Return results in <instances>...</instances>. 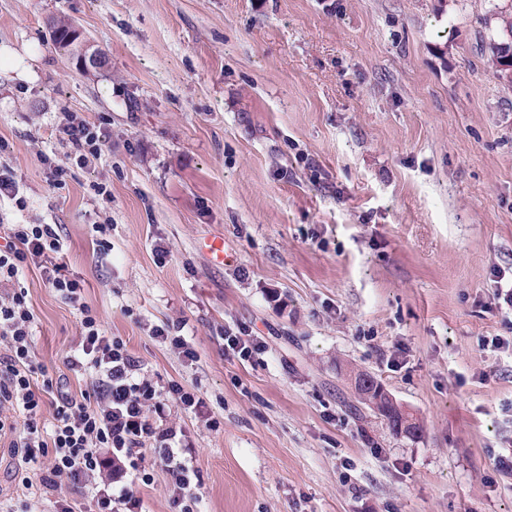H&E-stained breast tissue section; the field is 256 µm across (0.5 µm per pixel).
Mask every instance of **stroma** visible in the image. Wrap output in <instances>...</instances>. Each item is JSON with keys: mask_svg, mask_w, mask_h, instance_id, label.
Returning a JSON list of instances; mask_svg holds the SVG:
<instances>
[{"mask_svg": "<svg viewBox=\"0 0 512 512\" xmlns=\"http://www.w3.org/2000/svg\"><path fill=\"white\" fill-rule=\"evenodd\" d=\"M509 15L512 0H0V48L32 74L0 57V162L26 201L0 200V225H59L106 335L203 398L166 417L194 447L202 512H512V354L481 346L512 336L492 283L512 269ZM60 16L107 69L56 50ZM70 114L108 122L112 147L57 189L38 154L65 158ZM22 283L36 362L88 389L64 364L79 311L36 268ZM180 319L197 361L153 334ZM228 327L261 353H225ZM351 370L419 433H393ZM18 464L0 446V504L53 512ZM353 383L356 394L358 395L359 398L361 397L365 404H370L372 396H374V393H376L378 397H381L382 400H384L386 403H389L393 408H395L400 413L399 415L400 417H402L404 421V426L411 423L418 424L413 415H411L400 404H398L397 401L393 398V396L383 386V384L380 381H378L375 377H369L362 374V376L360 375L359 378V375H355ZM396 410L392 411V417L399 416Z\"/></svg>", "mask_w": 512, "mask_h": 512, "instance_id": "1", "label": "stroma"}]
</instances>
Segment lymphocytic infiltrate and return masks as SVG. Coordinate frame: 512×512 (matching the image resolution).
<instances>
[{
  "instance_id": "lymphocytic-infiltrate-1",
  "label": "lymphocytic infiltrate",
  "mask_w": 512,
  "mask_h": 512,
  "mask_svg": "<svg viewBox=\"0 0 512 512\" xmlns=\"http://www.w3.org/2000/svg\"><path fill=\"white\" fill-rule=\"evenodd\" d=\"M76 164L100 160L112 133L106 124L72 116L58 128ZM64 247L54 224H7L0 228V438L24 467L25 488L39 486L56 497L55 512H73L66 489L84 488L91 494L90 512H137L140 500L134 483L152 479L139 459L151 447L157 464L172 478L171 500L178 512H199L193 454L182 432L160 427L168 398L196 411L203 403L179 383L158 389L141 375L136 359L124 344L105 335L91 308L83 303L78 280L61 272L56 256ZM39 270L43 280L65 303L81 314V334L64 363L74 374L89 377L92 386L75 396L60 380L48 376L32 357L33 313L20 282L25 267ZM51 405V431L37 422L43 405ZM46 469H38L40 459Z\"/></svg>"
}]
</instances>
